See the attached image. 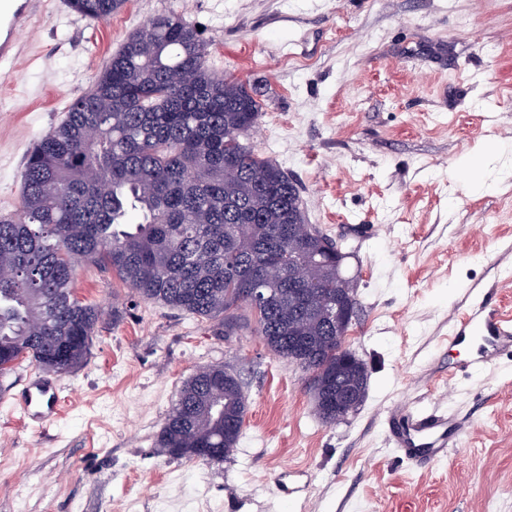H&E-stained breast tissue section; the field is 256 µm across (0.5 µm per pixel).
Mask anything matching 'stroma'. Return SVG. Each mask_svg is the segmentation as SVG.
Wrapping results in <instances>:
<instances>
[{
  "label": "stroma",
  "instance_id": "35a3bbf8",
  "mask_svg": "<svg viewBox=\"0 0 512 512\" xmlns=\"http://www.w3.org/2000/svg\"><path fill=\"white\" fill-rule=\"evenodd\" d=\"M171 12L200 27L215 75L256 92V152L342 242L366 396L325 423L308 372L250 313L228 331L80 262L74 294L104 316L87 362L58 377L60 415L41 424L16 403L34 364L0 377V512H512V353L448 376L470 301L489 289L512 310V0H127L105 22L44 0L0 84V215L20 207L36 141L131 32ZM479 145L476 188L456 170ZM209 365L243 383L239 443L221 460L170 458L157 436ZM401 401L467 422L451 462L403 458L387 421ZM291 468L306 481L292 501L276 488Z\"/></svg>",
  "mask_w": 512,
  "mask_h": 512
}]
</instances>
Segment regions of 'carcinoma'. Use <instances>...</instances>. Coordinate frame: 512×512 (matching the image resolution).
I'll list each match as a JSON object with an SVG mask.
<instances>
[{
    "mask_svg": "<svg viewBox=\"0 0 512 512\" xmlns=\"http://www.w3.org/2000/svg\"><path fill=\"white\" fill-rule=\"evenodd\" d=\"M108 20L126 0H68ZM262 105L235 78L214 75L206 44L178 14L130 33L64 121L26 154L20 210L0 217V377L22 357L71 373L87 360L102 312L73 293L77 258L112 270L144 300L231 327L245 306L282 360L339 376L360 392L363 363L336 357L329 306H356L336 262L339 242L305 226L297 185L247 143ZM310 267L298 280L292 261ZM259 279L272 306L254 307L242 283ZM306 296L308 311L295 310ZM322 420L350 414L310 384ZM247 404L239 377L221 365L181 388L156 446L195 460L204 448L229 456Z\"/></svg>",
    "mask_w": 512,
    "mask_h": 512,
    "instance_id": "obj_1",
    "label": "carcinoma"
}]
</instances>
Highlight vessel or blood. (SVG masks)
I'll return each instance as SVG.
<instances>
[{
  "label": "vessel or blood",
  "mask_w": 512,
  "mask_h": 512,
  "mask_svg": "<svg viewBox=\"0 0 512 512\" xmlns=\"http://www.w3.org/2000/svg\"><path fill=\"white\" fill-rule=\"evenodd\" d=\"M42 0H0V62L14 60L23 31L41 12ZM453 342L475 341L477 350L465 362L449 367V375L469 374L499 363L503 354L512 351V316L478 299L465 311ZM56 392L52 382L39 381L26 391L21 405L31 416L46 420L57 412L51 397ZM394 444L406 457L424 455L432 462L448 460L451 448L457 447L465 434L464 420L438 412H424L412 403L401 402L389 411Z\"/></svg>",
  "instance_id": "b4317fda"
}]
</instances>
